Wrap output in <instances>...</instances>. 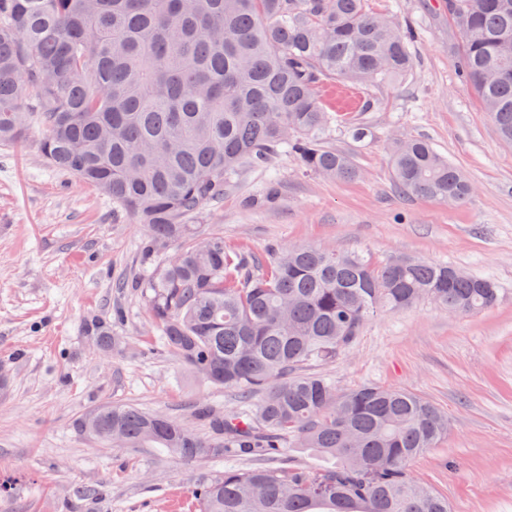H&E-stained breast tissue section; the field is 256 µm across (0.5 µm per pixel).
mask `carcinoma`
Returning a JSON list of instances; mask_svg holds the SVG:
<instances>
[{
	"instance_id": "cac0c4a2",
	"label": "carcinoma",
	"mask_w": 512,
	"mask_h": 512,
	"mask_svg": "<svg viewBox=\"0 0 512 512\" xmlns=\"http://www.w3.org/2000/svg\"><path fill=\"white\" fill-rule=\"evenodd\" d=\"M458 68L512 143V0H445ZM410 25L365 0H0V146L38 135L48 167L92 184L148 225L145 280L159 343L203 381L248 399L233 413L199 406L217 437L161 413L104 405L77 422L102 444L162 448L186 462L256 457L194 488L199 512H450L407 474L447 433L433 403L373 384L338 392L301 372L336 361L364 324L431 299L453 313L493 306L499 289L446 263L297 245L259 261L190 223L243 169L281 152L314 173L357 176L330 143L369 127L316 92L336 81L410 71ZM406 196L461 203L462 172L426 141L396 142ZM331 464L271 462L282 439Z\"/></svg>"
}]
</instances>
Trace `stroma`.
<instances>
[{
	"mask_svg": "<svg viewBox=\"0 0 512 512\" xmlns=\"http://www.w3.org/2000/svg\"><path fill=\"white\" fill-rule=\"evenodd\" d=\"M372 11L418 32L413 67L388 82L322 88L323 99L374 136L333 139L359 170L351 180L306 172L280 154L241 174L203 207L202 234L263 258L299 244L407 256L492 279L488 309L455 314L422 300L369 320L356 344L319 366L337 390L377 384L408 390L448 417V432L408 470L447 497L452 512H512V145L457 72L458 37L445 0H368ZM375 108L361 112L356 99ZM423 138L472 185L464 203L400 194L392 138ZM146 225L113 214L93 186L49 168L31 143L0 147V512H66L82 488L100 490L90 512H199L191 494L223 460L188 463L158 448H108L76 422L104 404L160 412L208 436L205 402L239 408L238 391L211 386L151 333L140 288L152 262ZM112 330L98 346V324Z\"/></svg>",
	"mask_w": 512,
	"mask_h": 512,
	"instance_id": "obj_1",
	"label": "stroma"
}]
</instances>
